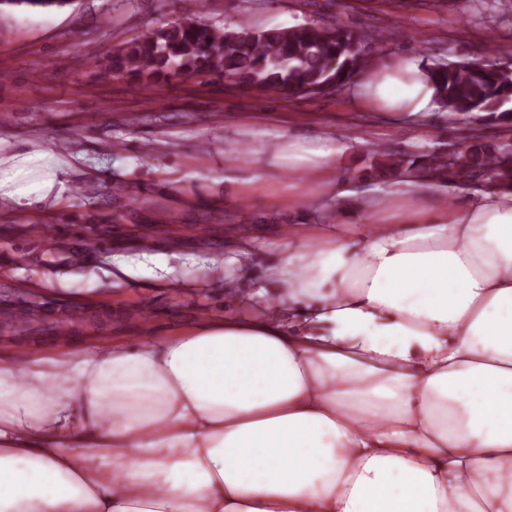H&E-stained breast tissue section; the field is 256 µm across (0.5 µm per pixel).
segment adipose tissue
Instances as JSON below:
<instances>
[{"label":"adipose tissue","mask_w":512,"mask_h":512,"mask_svg":"<svg viewBox=\"0 0 512 512\" xmlns=\"http://www.w3.org/2000/svg\"><path fill=\"white\" fill-rule=\"evenodd\" d=\"M351 94L397 122L436 107L411 55ZM338 156L273 152L326 205L262 277L238 235L224 283L251 313L0 355V512H512V190L399 217L412 182L350 199ZM34 160L0 179L21 210L55 185Z\"/></svg>","instance_id":"1"}]
</instances>
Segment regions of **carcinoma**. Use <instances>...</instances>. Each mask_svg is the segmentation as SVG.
I'll use <instances>...</instances> for the list:
<instances>
[{"label": "carcinoma", "mask_w": 512, "mask_h": 512, "mask_svg": "<svg viewBox=\"0 0 512 512\" xmlns=\"http://www.w3.org/2000/svg\"><path fill=\"white\" fill-rule=\"evenodd\" d=\"M198 5L167 28L135 39L120 48L110 67L115 73L137 75L154 88L172 76L226 77L259 93L288 98L337 93L366 62L368 39L387 48L400 37L396 29L375 36L340 27L299 24L263 30L218 27L201 22ZM429 72L440 109L467 120L475 113L512 117V61L496 64L435 61ZM377 164L390 172L430 168L448 172V157L425 155L405 165L387 154ZM452 175L465 185L512 187V166L498 154L488 155L471 144L459 152Z\"/></svg>", "instance_id": "obj_1"}]
</instances>
